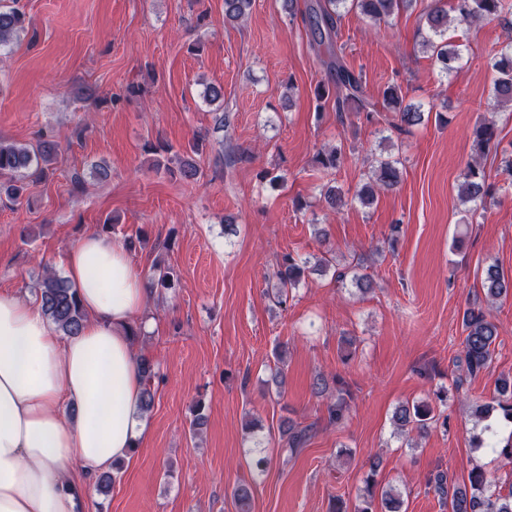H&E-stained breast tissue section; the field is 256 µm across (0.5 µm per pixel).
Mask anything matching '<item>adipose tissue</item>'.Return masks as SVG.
Returning a JSON list of instances; mask_svg holds the SVG:
<instances>
[{
  "instance_id": "adipose-tissue-1",
  "label": "adipose tissue",
  "mask_w": 512,
  "mask_h": 512,
  "mask_svg": "<svg viewBox=\"0 0 512 512\" xmlns=\"http://www.w3.org/2000/svg\"><path fill=\"white\" fill-rule=\"evenodd\" d=\"M65 271L87 313L75 335L55 334L36 301L0 294V512H84L88 482L144 432L128 328L153 330L149 290L125 246L98 233L69 249Z\"/></svg>"
}]
</instances>
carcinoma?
Returning <instances> with one entry per match:
<instances>
[{"mask_svg": "<svg viewBox=\"0 0 512 512\" xmlns=\"http://www.w3.org/2000/svg\"><path fill=\"white\" fill-rule=\"evenodd\" d=\"M417 0H308L305 6L304 21L313 46L322 56L326 70V79L315 88L316 110L321 103L332 101L339 116L365 114L369 122L376 120V103L367 98L361 75L355 73L338 52L337 40L343 18L356 11L374 22H386L401 10L413 7ZM451 11L455 20L467 24L481 21H496L507 32L512 30V5L507 0H452ZM251 7V0H224V21H241ZM442 0H431L425 8L423 18L428 34L423 46L432 52L440 64L441 71L451 75L458 69L460 53L457 47L448 43L445 37L448 31V11ZM26 30V15L10 5H0V52L9 47L13 37ZM488 70L492 75V91L499 104L512 106V38H508L502 47L489 54ZM383 109L396 114L397 122L390 126L400 133H407L415 125L422 123L425 113L413 104L404 103L400 87L392 84L383 95ZM497 129L495 123L485 120L474 131L476 156L468 161L458 176V197L464 204H483L491 197V185L480 163V158L497 149ZM203 148V141L190 145V152L180 153L168 144H159L154 151L163 154L165 162H157L174 178L196 182L203 176L195 155ZM59 146L49 137H42L34 147L6 143L0 140V199L6 198L15 204L25 197L29 182L43 180L52 171V164L58 156ZM342 146L336 145L328 151L320 152L316 162L324 169L335 170L344 163ZM400 159L382 160L374 169L375 184L365 183L356 192L355 198L361 205L369 207L376 200L375 187H393L400 181ZM154 286L168 289L174 286L173 268L158 260L154 265ZM310 271L308 262L298 261L292 255L285 254L279 259L276 277L277 304L285 305L293 289L305 280ZM336 282L344 284L351 281L356 288L366 293L371 290L372 281L366 276L349 274V270H335ZM485 298L493 303L512 293V277L506 275L498 266L492 264L485 271ZM37 297L46 318L54 324L64 336L78 333L87 318L75 290L69 282L46 270L37 283ZM463 326L466 332L462 351L466 375L473 377L485 371L492 360L498 327L494 320L479 306H474L464 314ZM138 368L145 379L139 409L147 412L154 404L152 383L156 377L155 364L147 357L137 359ZM498 397L493 404L476 406V422L485 420L497 410L507 420H512V378L502 377L497 385ZM396 429L404 432L416 429L425 432L429 426L438 422L435 408L423 401L414 404H402L393 414ZM312 426H300L283 420L280 424L281 438L292 453L307 442ZM474 448L485 449L499 454L512 462V443L498 446L494 433L489 427L474 437ZM378 463L370 464L371 474L365 479V494L358 512H402L403 501L400 496L385 491L376 495L374 471ZM469 484L463 486L442 472L429 479V484L440 500L450 506V512H512V489L503 494L491 490V484L485 472L476 467L468 477Z\"/></svg>", "mask_w": 512, "mask_h": 512, "instance_id": "1", "label": "carcinoma"}]
</instances>
